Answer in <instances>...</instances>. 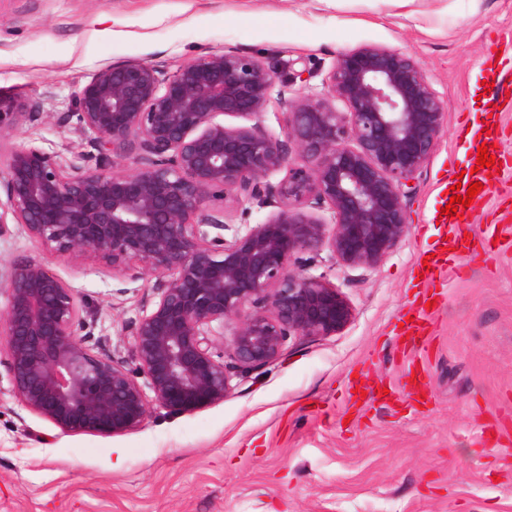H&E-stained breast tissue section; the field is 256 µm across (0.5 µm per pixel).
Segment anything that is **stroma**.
I'll return each mask as SVG.
<instances>
[{
    "label": "stroma",
    "mask_w": 512,
    "mask_h": 512,
    "mask_svg": "<svg viewBox=\"0 0 512 512\" xmlns=\"http://www.w3.org/2000/svg\"><path fill=\"white\" fill-rule=\"evenodd\" d=\"M510 41L512 0H0V93L37 104L8 146L94 155L72 106L90 73L128 59L172 71L228 48L280 74L310 69L303 91L318 95L338 53L393 47L417 60L446 112L410 183L408 231L386 261L340 268L323 254L307 265L336 284L353 321L289 340L282 362L224 402L154 410L123 435L64 433L19 402L0 350V512H512V214L501 216L497 189L463 222L476 234L498 225L502 250L463 257L462 273H449L422 383L406 385L390 359L420 291V258L452 236L432 216L470 166L468 132L504 127L500 150L512 161V111L490 112L480 98L482 62ZM17 258L74 288L94 353L130 360L125 338L157 300V278L56 253L13 224L0 262ZM355 373L367 395L352 407Z\"/></svg>",
    "instance_id": "stroma-1"
}]
</instances>
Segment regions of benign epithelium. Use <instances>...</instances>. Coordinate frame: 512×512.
<instances>
[{
	"instance_id": "obj_1",
	"label": "benign epithelium",
	"mask_w": 512,
	"mask_h": 512,
	"mask_svg": "<svg viewBox=\"0 0 512 512\" xmlns=\"http://www.w3.org/2000/svg\"><path fill=\"white\" fill-rule=\"evenodd\" d=\"M303 74L276 91L272 68L243 51L207 52L172 73L125 60L91 73L74 95L80 128L95 135V166L34 143L0 149V234L17 224L58 253L164 277L131 329V367L91 353L72 288L14 260L0 335L24 407L64 433L122 435L152 405L180 415L221 403L234 379L276 363L290 338L351 323L340 289L308 273L301 254L380 266L406 235L405 188L437 145L445 107L418 62L384 45L338 54L319 97L293 89ZM273 104L282 139L261 124ZM25 117L23 104L0 97V136ZM134 150L141 167L105 170ZM231 193L269 212L228 239L225 213L208 203ZM218 329L229 333L231 367Z\"/></svg>"
}]
</instances>
